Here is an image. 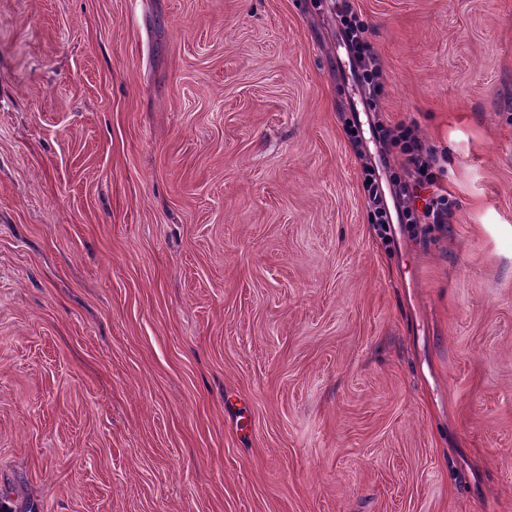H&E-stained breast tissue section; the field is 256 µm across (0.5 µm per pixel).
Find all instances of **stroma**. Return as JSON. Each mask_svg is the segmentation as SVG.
I'll list each match as a JSON object with an SVG mask.
<instances>
[{"label":"stroma","mask_w":512,"mask_h":512,"mask_svg":"<svg viewBox=\"0 0 512 512\" xmlns=\"http://www.w3.org/2000/svg\"><path fill=\"white\" fill-rule=\"evenodd\" d=\"M350 3L0 0V504L512 512V0ZM336 17L340 22L349 50L359 62L360 84L365 90L369 110L376 112L379 109V99L383 89V76L378 56L374 48L365 40L362 24L353 13L349 1L336 0ZM375 134L383 144L400 145L403 175L393 173V179L403 196L401 222L408 224L414 235L423 226L421 224H447L448 197L441 191L433 190L431 195L423 199L425 204L422 213L415 208V198L419 197L416 191L429 189L436 184L432 172L437 162L435 151L408 127L379 122L375 126ZM362 185L368 197L369 205L373 208L374 224H379L382 229L385 224H390L387 211L382 204V185L375 176L372 167L365 165L362 170Z\"/></svg>","instance_id":"35a3bbf8"}]
</instances>
